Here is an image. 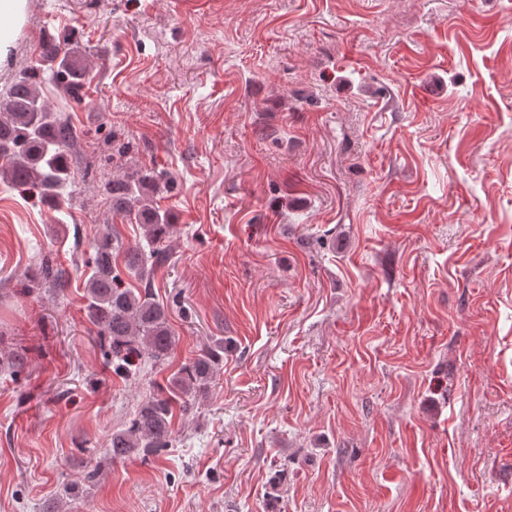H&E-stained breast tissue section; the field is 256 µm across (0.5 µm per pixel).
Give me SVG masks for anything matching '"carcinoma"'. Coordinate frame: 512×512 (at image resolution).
Returning <instances> with one entry per match:
<instances>
[{
	"label": "carcinoma",
	"mask_w": 512,
	"mask_h": 512,
	"mask_svg": "<svg viewBox=\"0 0 512 512\" xmlns=\"http://www.w3.org/2000/svg\"><path fill=\"white\" fill-rule=\"evenodd\" d=\"M39 64L47 67L49 77L23 75L0 98V180L23 192H35L58 207L63 190L73 179L67 156L77 134L68 117L43 95L41 84L47 79L64 101L75 100L92 78L93 65L74 50L73 43L63 48L52 37L40 46ZM162 187L169 190L172 183L152 171L133 181L116 175L105 185L112 210L134 218L147 242L145 248L137 243L124 248L115 235L99 234L91 271L83 281L87 318L99 329V346L119 371L135 370L146 360L162 363L175 343L167 310L151 288L155 269L171 259L173 225L154 205V193ZM124 273L139 279L143 287L124 286ZM42 279L62 292L70 275L45 254L37 270L24 274L21 282L31 294ZM223 353L222 341L202 348L165 387L143 398L126 424L112 431L111 459H147L173 447L177 440L172 428L175 410L187 414L203 402L220 374ZM28 364L24 351L0 347V368L20 373Z\"/></svg>",
	"instance_id": "obj_1"
}]
</instances>
